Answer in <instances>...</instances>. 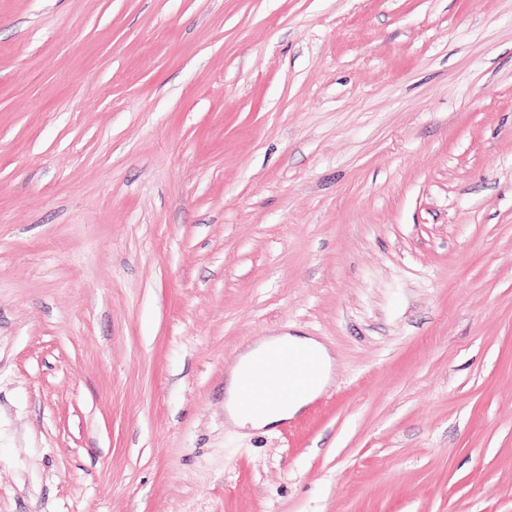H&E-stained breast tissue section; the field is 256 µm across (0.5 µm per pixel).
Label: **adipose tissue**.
<instances>
[{
	"mask_svg": "<svg viewBox=\"0 0 512 512\" xmlns=\"http://www.w3.org/2000/svg\"><path fill=\"white\" fill-rule=\"evenodd\" d=\"M275 346H285L295 351L311 352L316 359L317 375L309 392L290 398L288 401L271 405L267 410L247 413L241 408L240 388L249 373L252 360L261 351ZM332 369V358L326 348L310 337L292 336L289 334L268 336L256 342L252 347L239 355L227 375L226 397L224 410L226 417L236 427L257 431L280 425L293 419L313 399L320 394L329 381Z\"/></svg>",
	"mask_w": 512,
	"mask_h": 512,
	"instance_id": "ef3b65f1",
	"label": "adipose tissue"
}]
</instances>
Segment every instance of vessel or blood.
I'll return each instance as SVG.
<instances>
[{"label": "vessel or blood", "mask_w": 512, "mask_h": 512, "mask_svg": "<svg viewBox=\"0 0 512 512\" xmlns=\"http://www.w3.org/2000/svg\"><path fill=\"white\" fill-rule=\"evenodd\" d=\"M315 362L307 354L274 350L255 360L244 383L243 405L254 410L272 399L285 400L312 385Z\"/></svg>", "instance_id": "vessel-or-blood-1"}]
</instances>
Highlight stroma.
<instances>
[{"instance_id":"stroma-1","label":"stroma","mask_w":512,"mask_h":512,"mask_svg":"<svg viewBox=\"0 0 512 512\" xmlns=\"http://www.w3.org/2000/svg\"><path fill=\"white\" fill-rule=\"evenodd\" d=\"M0 512H512V0H0ZM275 346H288L291 350L311 352L316 359V377L315 362L308 354H288L287 350H274L260 355L244 383V407L249 410L259 409L274 398L288 400L312 383L313 386L307 394L292 397L287 402L274 403L265 411L246 413L240 403L242 382L250 371L255 355ZM331 369L332 358L317 340L289 334L267 336L240 354L231 366L224 400L226 417L236 427L249 431L280 425L293 419L320 394L329 381Z\"/></svg>"}]
</instances>
